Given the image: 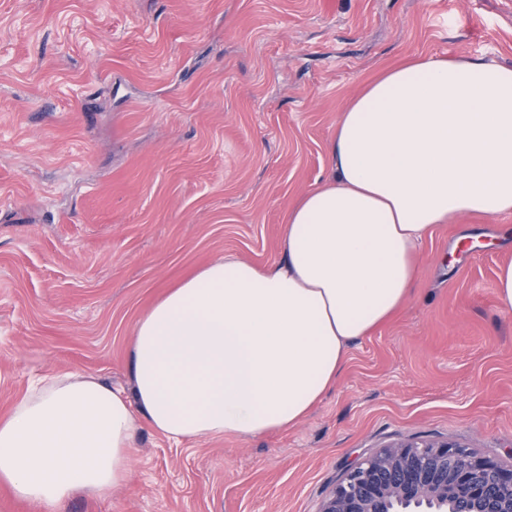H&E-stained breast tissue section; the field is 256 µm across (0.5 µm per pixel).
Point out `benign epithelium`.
Listing matches in <instances>:
<instances>
[{
    "label": "benign epithelium",
    "instance_id": "benign-epithelium-1",
    "mask_svg": "<svg viewBox=\"0 0 512 512\" xmlns=\"http://www.w3.org/2000/svg\"><path fill=\"white\" fill-rule=\"evenodd\" d=\"M512 512V464L443 440L387 445L366 457L331 490L319 512Z\"/></svg>",
    "mask_w": 512,
    "mask_h": 512
}]
</instances>
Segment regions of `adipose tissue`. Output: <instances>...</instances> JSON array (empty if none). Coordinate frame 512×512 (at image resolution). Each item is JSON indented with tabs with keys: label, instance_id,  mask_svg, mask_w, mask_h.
Listing matches in <instances>:
<instances>
[{
	"label": "adipose tissue",
	"instance_id": "obj_1",
	"mask_svg": "<svg viewBox=\"0 0 512 512\" xmlns=\"http://www.w3.org/2000/svg\"><path fill=\"white\" fill-rule=\"evenodd\" d=\"M332 179L288 214L283 257H222L135 324L131 390L66 372L0 418V484L43 512L133 476L146 426L174 444L302 421L351 342L407 300L435 225L512 212V66L422 57L385 70L343 112Z\"/></svg>",
	"mask_w": 512,
	"mask_h": 512
}]
</instances>
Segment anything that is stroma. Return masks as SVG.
Segmentation results:
<instances>
[{
    "label": "stroma",
    "mask_w": 512,
    "mask_h": 512,
    "mask_svg": "<svg viewBox=\"0 0 512 512\" xmlns=\"http://www.w3.org/2000/svg\"><path fill=\"white\" fill-rule=\"evenodd\" d=\"M420 56L512 65V0H0V417L40 377L131 388L138 318L214 258L278 261L341 112ZM511 261L512 213L436 225L408 300L303 421L140 429L132 479L59 512H319L412 438L512 464ZM500 308L504 311L512 310V262L504 264L497 273L495 285Z\"/></svg>",
    "instance_id": "stroma-1"
}]
</instances>
